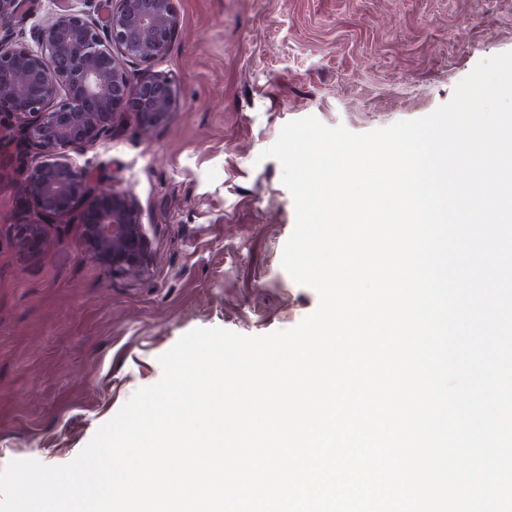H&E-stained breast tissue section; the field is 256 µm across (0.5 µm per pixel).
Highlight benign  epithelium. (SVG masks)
<instances>
[{"instance_id": "benign-epithelium-1", "label": "benign epithelium", "mask_w": 512, "mask_h": 512, "mask_svg": "<svg viewBox=\"0 0 512 512\" xmlns=\"http://www.w3.org/2000/svg\"><path fill=\"white\" fill-rule=\"evenodd\" d=\"M81 2L57 0L28 40L14 27L23 2L0 0V112L16 119L20 146L37 159L21 193L38 220L15 225L16 247L36 253L46 225L77 224L102 266L142 277L153 256L136 197L93 183L70 152L111 135L130 112L144 132L170 124L180 90L151 67L168 53L179 16L175 0Z\"/></svg>"}]
</instances>
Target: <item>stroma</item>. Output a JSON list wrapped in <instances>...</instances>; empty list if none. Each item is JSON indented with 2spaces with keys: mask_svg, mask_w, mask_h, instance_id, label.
Listing matches in <instances>:
<instances>
[{
  "mask_svg": "<svg viewBox=\"0 0 512 512\" xmlns=\"http://www.w3.org/2000/svg\"><path fill=\"white\" fill-rule=\"evenodd\" d=\"M181 30L154 69L180 110L142 133L125 116L75 152L131 190L155 262L115 275L74 224L37 254L15 245L14 130L0 141V467L72 461L195 328L295 327L317 292L281 266L295 224L282 166L262 158L288 122L353 133L433 112L476 64L512 51V0H177Z\"/></svg>",
  "mask_w": 512,
  "mask_h": 512,
  "instance_id": "1",
  "label": "stroma"
}]
</instances>
